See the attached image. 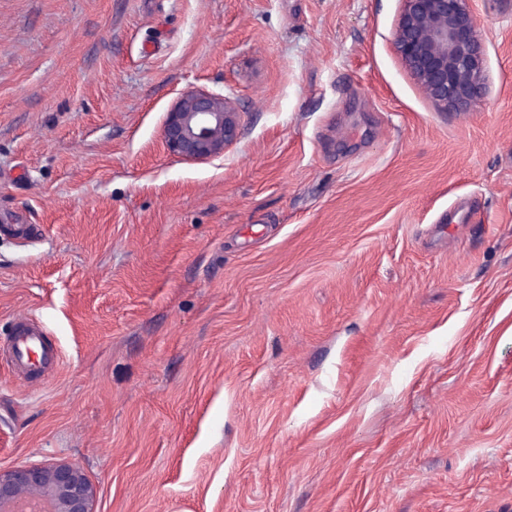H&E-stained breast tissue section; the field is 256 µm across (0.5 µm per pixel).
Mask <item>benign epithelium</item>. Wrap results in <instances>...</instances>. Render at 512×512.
Wrapping results in <instances>:
<instances>
[{"mask_svg":"<svg viewBox=\"0 0 512 512\" xmlns=\"http://www.w3.org/2000/svg\"><path fill=\"white\" fill-rule=\"evenodd\" d=\"M393 32L396 55L441 108L465 112L485 91V63L471 0H402ZM234 103L209 91L177 99L162 126L169 154L205 160L224 154L240 134ZM95 484L70 461L0 470V512L46 504V512H95Z\"/></svg>","mask_w":512,"mask_h":512,"instance_id":"1","label":"benign epithelium"}]
</instances>
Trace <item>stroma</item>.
Here are the masks:
<instances>
[{"label":"stroma","mask_w":512,"mask_h":512,"mask_svg":"<svg viewBox=\"0 0 512 512\" xmlns=\"http://www.w3.org/2000/svg\"><path fill=\"white\" fill-rule=\"evenodd\" d=\"M446 111L401 0H0V469L96 512H512V0ZM238 142L163 147L179 93ZM27 224L25 237L6 232ZM241 115L234 103L209 91H192L177 99L162 126L169 154L205 160L224 154L240 134ZM7 349L18 370L31 377L38 376L41 368L49 364L54 355L46 344L43 331L27 319L16 323ZM95 484L70 461L21 464L0 470V512H27L23 505L47 504L46 511L95 512Z\"/></svg>","instance_id":"1"}]
</instances>
